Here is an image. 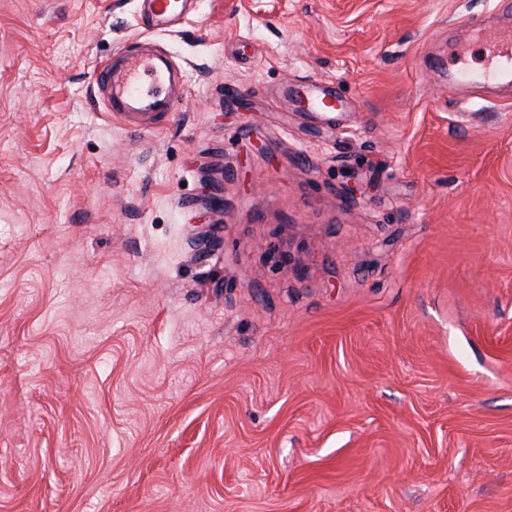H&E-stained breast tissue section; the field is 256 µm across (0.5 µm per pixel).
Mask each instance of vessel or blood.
Wrapping results in <instances>:
<instances>
[{
  "label": "vessel or blood",
  "instance_id": "1",
  "mask_svg": "<svg viewBox=\"0 0 512 512\" xmlns=\"http://www.w3.org/2000/svg\"><path fill=\"white\" fill-rule=\"evenodd\" d=\"M143 19L152 29L170 30L188 13L190 0H143ZM180 74L163 56L149 46L123 50L120 57L103 60L98 65L96 83L103 92L107 111L125 116H150L173 111V89ZM467 81L476 84L508 85L512 83V39L496 43L489 51L482 72L466 73ZM290 95L299 104L316 111H335L342 99L330 86L293 85Z\"/></svg>",
  "mask_w": 512,
  "mask_h": 512
}]
</instances>
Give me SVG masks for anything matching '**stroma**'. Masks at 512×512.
<instances>
[{
	"label": "stroma",
	"mask_w": 512,
	"mask_h": 512,
	"mask_svg": "<svg viewBox=\"0 0 512 512\" xmlns=\"http://www.w3.org/2000/svg\"><path fill=\"white\" fill-rule=\"evenodd\" d=\"M138 10L0 0V512H512V0ZM143 19L151 29L171 30L188 14L191 0H143ZM468 82L476 84L511 85L512 83V39L496 43L490 50L482 73L465 72ZM140 50H123L121 56L98 65L96 83L103 92L106 112L129 117L172 112L176 106L173 88L180 72L163 56L141 42ZM286 93L295 96L297 103L304 104L307 110L336 112V104L338 112L346 108V102L328 85H291Z\"/></svg>",
	"instance_id": "35a3bbf8"
}]
</instances>
